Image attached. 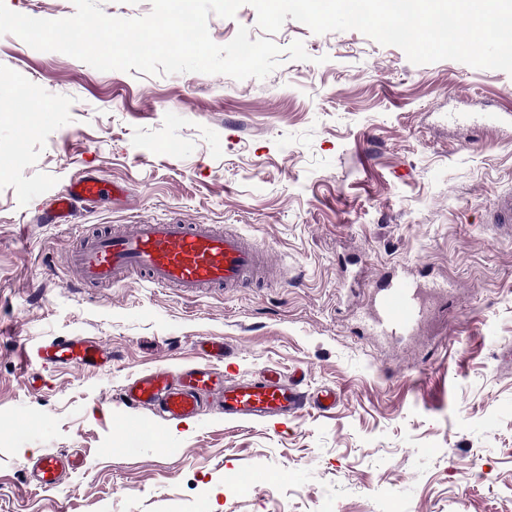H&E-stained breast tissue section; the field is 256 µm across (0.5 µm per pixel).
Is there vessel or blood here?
Returning a JSON list of instances; mask_svg holds the SVG:
<instances>
[{
    "mask_svg": "<svg viewBox=\"0 0 512 512\" xmlns=\"http://www.w3.org/2000/svg\"><path fill=\"white\" fill-rule=\"evenodd\" d=\"M117 191V185L99 177H79L53 198L48 215L52 223H65L76 203ZM491 220L502 234L512 235V193L495 198ZM70 262L78 282L85 285L108 288L131 272L152 287L174 288L192 297L208 288H233L250 278L260 264V251L245 238L210 224H135L123 235L81 236ZM427 292L448 295V284L434 281L423 286L412 273L387 274L375 292L366 331L375 336L414 334L428 316L423 299ZM199 348L200 363L176 370L160 367L131 379L122 392L125 404L152 409L169 419H193L200 414L205 396L214 393L225 419L242 423H276L296 417L306 405L300 379L269 370L256 379L229 383L215 366L227 355L223 340L206 337ZM25 357L47 366L77 361L95 368L110 362L112 351L102 342L75 337L41 344L26 351ZM79 466V460L46 455L33 469V482L44 490L56 488L66 470Z\"/></svg>",
    "mask_w": 512,
    "mask_h": 512,
    "instance_id": "b4317fda",
    "label": "vessel or blood"
}]
</instances>
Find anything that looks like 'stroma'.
Instances as JSON below:
<instances>
[{"mask_svg":"<svg viewBox=\"0 0 512 512\" xmlns=\"http://www.w3.org/2000/svg\"><path fill=\"white\" fill-rule=\"evenodd\" d=\"M212 40L264 35L252 6L208 18ZM266 78L99 71L0 35V512H512V238L489 214L512 191V75L442 60L411 63L355 31L313 33ZM498 112L499 128L445 123ZM125 195L41 224L49 199L86 174ZM214 224L279 269L184 299L137 277L109 288L70 278L79 231ZM451 282L419 335L362 329L382 276ZM112 350L89 371L25 367L59 337ZM223 338L228 379L302 372L335 389L322 413L284 424L192 420L128 408L139 372L198 359ZM36 372L38 386L27 381ZM48 453L83 466L51 491L26 469ZM249 474L253 490L233 479Z\"/></svg>","mask_w":512,"mask_h":512,"instance_id":"obj_1","label":"stroma"}]
</instances>
